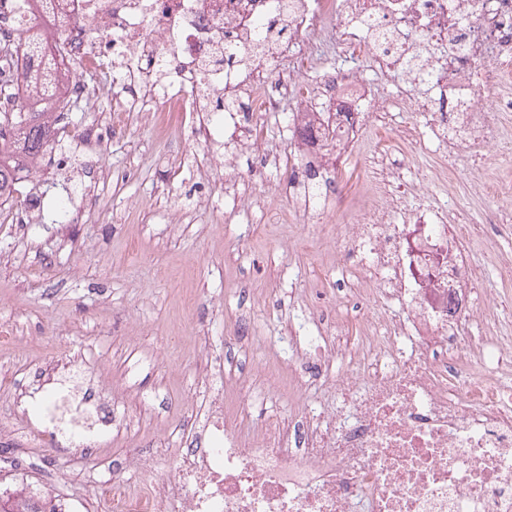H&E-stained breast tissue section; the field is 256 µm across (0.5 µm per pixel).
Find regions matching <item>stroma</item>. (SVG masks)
<instances>
[{
	"instance_id": "stroma-1",
	"label": "stroma",
	"mask_w": 512,
	"mask_h": 512,
	"mask_svg": "<svg viewBox=\"0 0 512 512\" xmlns=\"http://www.w3.org/2000/svg\"><path fill=\"white\" fill-rule=\"evenodd\" d=\"M392 126L388 120L365 133L357 159L339 167L351 211L369 199L360 184L361 160L388 151L407 174L440 161L436 153L394 141ZM223 150L220 141L198 142L176 130L160 137L135 122L107 142L63 146L65 169L34 187L44 195L43 215L21 229L0 228V322L13 321L16 339L0 348V422H13V400L35 373L69 379L119 418L98 449L103 475L136 482L139 455L164 457L186 447L168 412L207 407L211 380L230 371L235 350L224 339L239 323H253L258 334L248 345L251 358L284 372L293 358L292 337L318 333L313 313L328 322L343 316L350 336L360 334L372 302L352 295L331 303L325 292L359 281L363 271L332 268L324 250L336 231L331 211L316 215L292 206L288 175L296 155L259 170L241 147L230 165L213 169L210 155ZM499 177L495 170L463 168L434 194L480 219L499 200L471 184ZM237 191L254 199L250 211L236 209ZM133 198L137 206L128 207ZM61 209L68 223H52ZM288 241L294 250L285 249ZM495 242L493 251L475 244L471 257L483 271L484 288L500 294L503 313H512V282L496 271L497 250H512V229H502ZM238 407L248 427L272 415L288 421L297 412L284 393ZM71 453L69 444L49 438L38 448L19 444L23 473L0 471V482L22 478L48 488L58 512H71L76 500L92 512H111L94 481L58 482L57 468Z\"/></svg>"
}]
</instances>
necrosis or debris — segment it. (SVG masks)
Returning <instances> with one entry per match:
<instances>
[{
  "label": "necrosis or debris",
  "instance_id": "4bbe7bcc",
  "mask_svg": "<svg viewBox=\"0 0 512 512\" xmlns=\"http://www.w3.org/2000/svg\"><path fill=\"white\" fill-rule=\"evenodd\" d=\"M51 54L62 77L46 116L58 140L103 142L130 117L167 131L170 113L197 140L224 129L227 146L252 137L253 119L311 129L293 147L301 161L294 201L337 212L348 197L334 172L359 134L385 112H419L428 137L400 123L397 138L441 151L466 133V153L486 168L512 158V0H55ZM33 0H0V42L41 24ZM240 58L225 67L224 54ZM336 56L335 83L293 99L308 75L301 59ZM106 81H96L98 73ZM232 92L234 108L214 116L208 97ZM101 106L74 124L73 101ZM262 164L279 157L252 137ZM445 168L413 179L387 165L365 166L380 197L325 245L340 267L359 266L364 296L377 301L356 342L337 322L296 353L310 382L291 393L299 413L244 433L215 395L198 432L205 447L180 448L168 468L141 456L148 485L103 480L114 512H512V319L494 317L499 296L481 286L462 250L464 231L446 205L397 224L406 193L429 194ZM482 374H475V367ZM87 397L64 388L41 397L40 424L26 415L0 424V444L42 431L81 454L77 477H93L101 427L84 424Z\"/></svg>",
  "mask_w": 512,
  "mask_h": 512
}]
</instances>
